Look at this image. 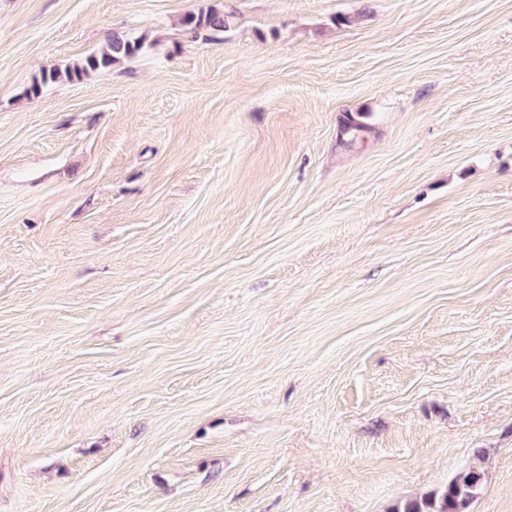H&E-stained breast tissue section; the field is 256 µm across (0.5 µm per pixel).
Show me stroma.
Wrapping results in <instances>:
<instances>
[{"instance_id": "1", "label": "stroma", "mask_w": 512, "mask_h": 512, "mask_svg": "<svg viewBox=\"0 0 512 512\" xmlns=\"http://www.w3.org/2000/svg\"><path fill=\"white\" fill-rule=\"evenodd\" d=\"M470 468L512 512V0H0V512ZM182 24L188 32L194 36L201 33V31H224L226 28L227 20L224 14H219L214 11L207 13L200 12L198 14H187ZM141 47L142 43L139 39L113 36L102 48L84 56L74 65L68 66L64 71L53 69L49 72H43L40 76V81L35 78L27 93L38 96L41 86L48 79L54 82L81 80L91 72L109 68L120 62V60L135 55Z\"/></svg>"}]
</instances>
